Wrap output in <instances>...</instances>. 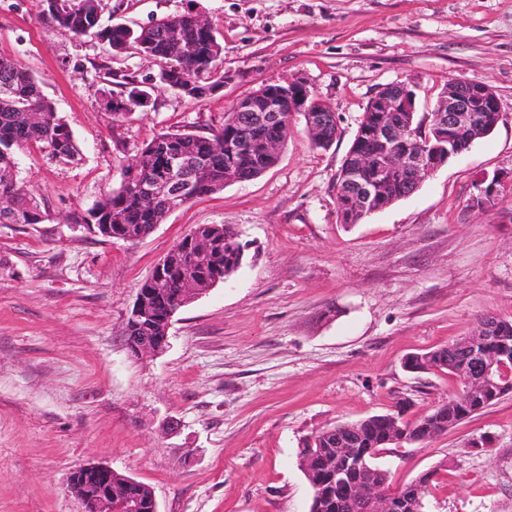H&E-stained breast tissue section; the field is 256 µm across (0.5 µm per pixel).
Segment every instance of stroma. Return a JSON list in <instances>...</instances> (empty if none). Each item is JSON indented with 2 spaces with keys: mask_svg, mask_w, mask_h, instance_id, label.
I'll use <instances>...</instances> for the list:
<instances>
[{
  "mask_svg": "<svg viewBox=\"0 0 512 512\" xmlns=\"http://www.w3.org/2000/svg\"><path fill=\"white\" fill-rule=\"evenodd\" d=\"M108 2L105 26L205 15L224 86L200 99L158 89L147 111L113 120L90 66L104 45L56 32L42 0H0V55L41 81L80 151L66 164L22 148L17 182L50 219L0 224V512H79L68 480L89 464L149 486L158 512H310L306 438L397 408L424 415L461 385L404 359L485 316L512 320V0ZM296 77L336 113L330 147L296 115L274 167L139 242L69 224L155 135L208 132L237 100ZM452 77L494 89V131L409 196L340 224L336 176L369 101L410 83L425 116ZM206 224L232 226L246 261L172 318L165 352L132 354L123 331L142 284ZM378 463L395 487L434 472L426 512H512V393Z\"/></svg>",
  "mask_w": 512,
  "mask_h": 512,
  "instance_id": "obj_1",
  "label": "stroma"
}]
</instances>
